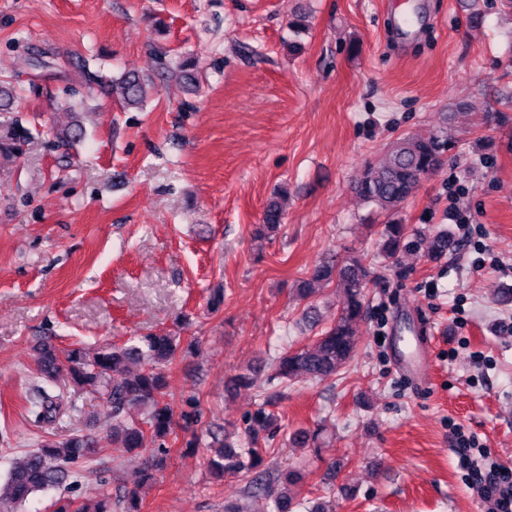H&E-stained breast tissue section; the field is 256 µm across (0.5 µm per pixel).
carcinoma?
<instances>
[{
  "mask_svg": "<svg viewBox=\"0 0 512 512\" xmlns=\"http://www.w3.org/2000/svg\"><path fill=\"white\" fill-rule=\"evenodd\" d=\"M120 90V103L125 108L143 105L149 83L144 78L128 74L112 81ZM81 121L59 129L58 142L71 146L81 136ZM30 136L21 122L6 125L0 134V152L20 153L21 144ZM445 131L424 129L398 138L385 154L365 164L353 191L369 214L380 215L386 222L378 235L381 252L394 258L404 251L413 236L401 219V209L415 194L420 176L433 168L438 157L448 149ZM283 205L276 200L267 203L263 223L256 225L255 234L267 236L282 224ZM370 270L358 255L342 260L331 255L316 263L307 277L298 284L296 292L303 300H312L319 287L335 285L339 296L336 320L321 330L314 341L291 347L273 362L270 380L281 386L303 379L324 381L332 378L356 355V325L366 313L367 281ZM180 337L171 331H159L135 336L131 344L111 346L89 354L81 346L59 349L47 337H40L33 346V378L28 402L35 408L38 423H53L60 415L58 396L54 391L63 381L64 388L79 396L85 390L100 400L104 425L112 430V442L129 451L150 448L141 469V481H153L167 461L170 436L174 433V409L166 400V369L177 358ZM140 365L131 373L127 366ZM140 409L144 417L134 420L130 411ZM272 415L259 407L250 415L245 427L246 442L233 441L217 427L209 431L212 439L207 467L216 477L233 470L243 477L248 489L262 493L272 501V512H294L299 506L295 488L301 481L298 471L290 468L270 475L263 468L264 447L271 435ZM100 452L94 436L74 427L64 438L43 436L36 448L8 472L0 484V512H18L30 496L51 489L68 487L78 482L82 466ZM53 512H112V494L105 488L93 497L77 501L61 497L54 503Z\"/></svg>",
  "mask_w": 512,
  "mask_h": 512,
  "instance_id": "obj_1",
  "label": "carcinoma"
}]
</instances>
